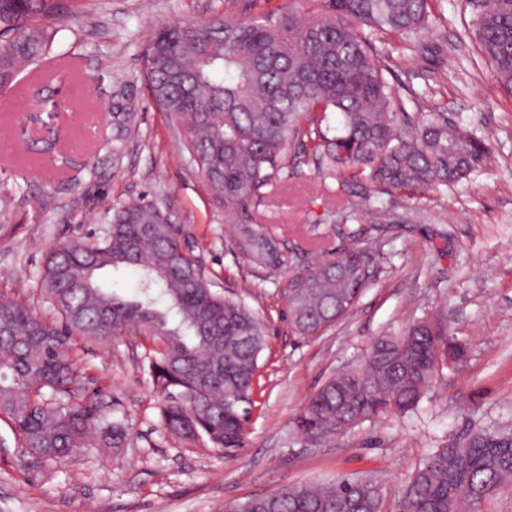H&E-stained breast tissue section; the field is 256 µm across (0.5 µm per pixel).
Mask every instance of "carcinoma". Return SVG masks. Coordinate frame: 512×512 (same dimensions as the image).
Listing matches in <instances>:
<instances>
[{
  "label": "carcinoma",
  "mask_w": 512,
  "mask_h": 512,
  "mask_svg": "<svg viewBox=\"0 0 512 512\" xmlns=\"http://www.w3.org/2000/svg\"><path fill=\"white\" fill-rule=\"evenodd\" d=\"M442 0H288L279 13L223 14L156 30L142 77L154 104L181 130L182 147L224 216L265 202L306 173L337 200L363 188L364 201L335 211L342 248L324 251L289 279L296 335L322 334L356 306L388 218L385 196L421 198L486 167L490 145L441 112H406L420 98L386 74L398 46L414 51L442 16ZM468 34L512 97V0H469ZM59 0H0V90L51 50ZM367 223L356 229L353 223ZM234 250L275 271L293 253L267 226L244 224ZM139 273L127 300L103 287L104 270ZM42 291L58 320L0 300V415L32 453L52 464L82 448H122L126 420L104 412L101 393L79 387L80 336L108 343L136 327L149 342L148 372L162 395V428L226 456L244 447L251 395L268 332L245 303L211 288L192 247L150 204L112 208L87 240L47 254ZM448 325L431 316L400 336L371 343L363 361L330 376L295 418L300 438L319 444L373 418L413 411L443 377ZM512 483V426L479 428L434 449L385 510L381 483L342 477L285 485L237 512H478Z\"/></svg>",
  "instance_id": "carcinoma-1"
}]
</instances>
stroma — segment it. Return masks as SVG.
Masks as SVG:
<instances>
[{
  "label": "stroma",
  "instance_id": "1",
  "mask_svg": "<svg viewBox=\"0 0 512 512\" xmlns=\"http://www.w3.org/2000/svg\"><path fill=\"white\" fill-rule=\"evenodd\" d=\"M59 33L40 68L56 73L60 110L49 129L33 116L34 79L0 91V297L56 312L39 289L44 258L56 244L98 235L109 210L153 205L194 247L214 290L244 301L264 319L269 346L260 358L246 445L227 457L186 444L158 424L159 396L144 360L145 340L127 332L85 343L82 384L117 399L130 427L124 448H86L48 464L19 448L0 419V512H228L287 484L379 476L387 499L433 448L512 418V97L494 84L477 43L464 37L466 0H443L442 18L420 50L400 61L399 78L488 139L496 162L467 181L423 199L400 195L417 220L384 225L372 278L354 311L325 335L295 336L283 290L292 267L269 272L232 251L239 224H266L306 241L328 224L332 202L315 179L289 181L259 210L226 220L181 147L168 116L142 79L155 30L217 13H270L286 0H60ZM131 104L136 126L120 154L112 105ZM442 314L464 349L460 362L417 410L388 414L319 445L300 441L292 421L333 372L361 361L381 336Z\"/></svg>",
  "mask_w": 512,
  "mask_h": 512
}]
</instances>
